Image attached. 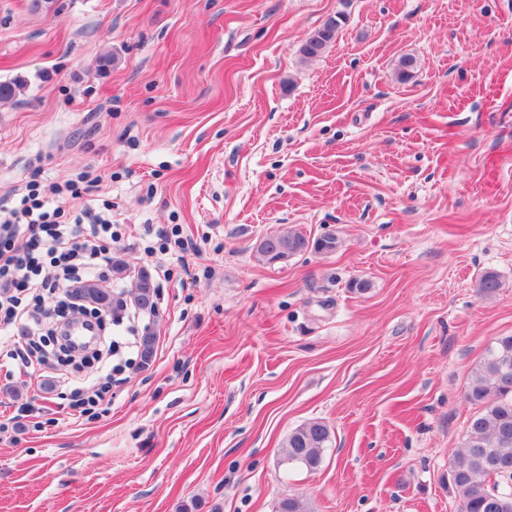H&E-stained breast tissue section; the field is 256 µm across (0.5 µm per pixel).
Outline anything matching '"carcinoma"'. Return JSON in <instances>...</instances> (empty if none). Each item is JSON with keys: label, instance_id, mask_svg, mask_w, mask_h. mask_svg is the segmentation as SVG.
I'll return each instance as SVG.
<instances>
[{"label": "carcinoma", "instance_id": "1", "mask_svg": "<svg viewBox=\"0 0 512 512\" xmlns=\"http://www.w3.org/2000/svg\"><path fill=\"white\" fill-rule=\"evenodd\" d=\"M340 23V19L330 18L311 33L301 48L303 58L321 56L335 41ZM255 249L262 262L272 265L312 250L333 252L336 238L327 235L312 242L288 230L259 240ZM477 288L483 297L494 296L500 288L498 276L483 272ZM74 289L93 303L100 301L97 279L85 278ZM155 299L154 281L142 270L136 278L132 304L140 310L151 309ZM155 345L156 336L147 329L138 337L142 366L152 362ZM465 399L475 412L461 448L448 461V482L455 493L457 512H512V335L498 337L487 348L473 371ZM331 443V430L324 422L301 424L283 442V462L315 470Z\"/></svg>", "mask_w": 512, "mask_h": 512}]
</instances>
